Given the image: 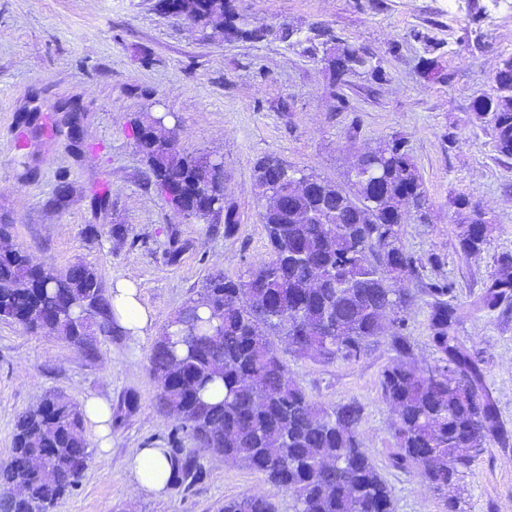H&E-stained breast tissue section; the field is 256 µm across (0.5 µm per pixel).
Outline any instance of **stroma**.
Here are the masks:
<instances>
[{"label": "stroma", "mask_w": 512, "mask_h": 512, "mask_svg": "<svg viewBox=\"0 0 512 512\" xmlns=\"http://www.w3.org/2000/svg\"><path fill=\"white\" fill-rule=\"evenodd\" d=\"M234 7L254 25L292 27L303 38L329 28L372 53L384 77L349 75L332 88L322 50L221 31L205 39L158 0H0V224L11 225L13 244L38 262L60 270L85 263L108 287L134 274L153 314L144 341L107 336L93 357L0 320V462L11 453L16 417L46 392L123 410L108 460L91 461L55 512H220L225 498L243 494L274 495L278 512H292L290 497L273 494L260 472L203 450L201 479L160 497L133 494L127 470L133 449L166 447L175 426L156 406L148 366L156 338L209 272L233 276L269 256L254 190L266 156L343 184L356 155L402 139L428 197L401 240L424 265L421 277L397 283L413 297L406 333L419 359L433 362L423 285L447 282L464 311L456 334L478 359L512 435V300L491 311L479 306L502 258L512 256V156L498 152L489 117L474 110L495 94L493 74L512 57V9L504 0H234ZM32 111L37 124L20 127L19 114ZM70 112L86 146L79 158L61 123ZM142 112L177 125L187 151L221 158L224 191L240 216L232 237L223 220L183 219L148 182L128 129ZM98 195L107 196V210L96 208ZM462 196L490 220L473 255L457 237ZM116 224L124 241L112 236ZM174 238L183 251L171 264L164 252ZM391 356L382 341L353 363H287L319 403L363 405L361 443L392 489L394 512H446L426 483L388 465L393 414L378 379ZM461 485L460 512H512V439L486 444Z\"/></svg>", "instance_id": "1"}]
</instances>
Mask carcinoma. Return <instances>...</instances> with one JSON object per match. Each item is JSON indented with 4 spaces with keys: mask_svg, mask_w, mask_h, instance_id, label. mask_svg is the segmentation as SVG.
Listing matches in <instances>:
<instances>
[{
    "mask_svg": "<svg viewBox=\"0 0 512 512\" xmlns=\"http://www.w3.org/2000/svg\"><path fill=\"white\" fill-rule=\"evenodd\" d=\"M198 27L243 40L271 33L252 26L227 0H182ZM327 45L322 61L332 82L348 74H381L365 50L318 31ZM497 94L476 103L491 116L498 151L512 155V58L494 74ZM150 178L173 210L193 202L208 224L224 209V237L239 215L224 195L221 160L180 149L165 116L141 113L129 121ZM385 160L381 180L353 162L342 185L314 177L293 187L292 173L267 157L254 186L266 201L259 213L270 257L236 276L209 273L196 295L178 310L149 355L159 382L158 409L176 420L169 440L171 483L202 475L194 448L262 473L292 499V512H393L389 486L362 448L364 407L356 401L327 408L290 375L283 354L314 363L357 362L388 335L393 357L380 374L383 402L394 411L390 466L413 473L457 512L459 482L486 443L506 437L497 404L486 393L480 364L455 334L460 308L452 289L437 280L427 297L429 342L436 357L421 364L401 312L412 296L393 288L416 276L422 263L401 244L412 211L427 205L416 166L398 139L371 148ZM488 220L474 208L458 237L464 252L481 250ZM0 224V319L34 334H53L92 356L100 337L119 331L116 312L97 271L82 262L64 272L31 265L27 252L8 244ZM512 298V260L502 263L481 304L494 308ZM224 397H207L215 386ZM478 396L480 402L469 401ZM81 408L48 393L14 425L10 458L0 464V512H44L77 488L92 459ZM221 512H277L267 495L224 501Z\"/></svg>",
    "mask_w": 512,
    "mask_h": 512,
    "instance_id": "carcinoma-1",
    "label": "carcinoma"
}]
</instances>
